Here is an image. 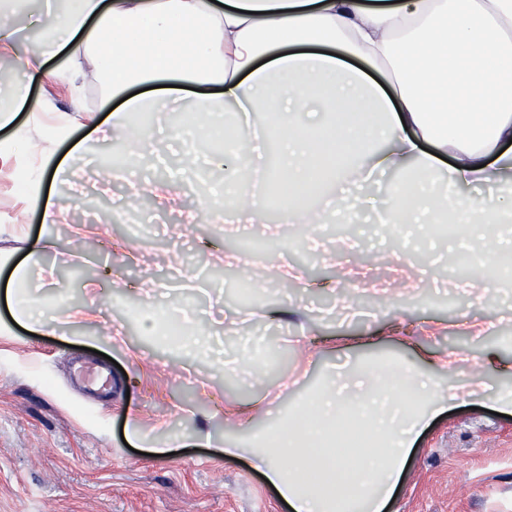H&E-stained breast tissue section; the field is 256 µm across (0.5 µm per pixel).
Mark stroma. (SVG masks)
Wrapping results in <instances>:
<instances>
[{
  "label": "stroma",
  "instance_id": "1",
  "mask_svg": "<svg viewBox=\"0 0 512 512\" xmlns=\"http://www.w3.org/2000/svg\"><path fill=\"white\" fill-rule=\"evenodd\" d=\"M42 8L29 0L16 15L19 52L0 57V88L23 53L48 47ZM81 62L75 91L65 55L50 60V78L31 87L16 119L41 136L50 167L68 169L41 188L64 202L58 223L43 225L22 192L31 155L12 130H0V249L44 233L55 243L42 258L52 284L34 278L25 289L46 329L21 328L0 303V512H290L252 461L253 437L360 359L425 370L437 357L452 361L443 388L468 384L474 394L423 426L386 512H512V411L498 404L512 393V288L462 287L490 268L449 262L477 241L435 240L419 225L378 227L396 172L366 190L350 251L331 230L334 216L315 246L293 231L228 224L207 211L182 228L177 211L150 197L143 209L156 221L141 223L122 206L134 187L175 178L192 207L201 195L223 196L224 171L212 152L153 126L152 152L127 180L105 182L106 144L91 158L79 147L109 126L106 85L92 56ZM57 113L77 121L53 132ZM246 236L274 240L276 259L299 268L300 280L269 289L253 279L254 259L214 261L238 253ZM158 281L165 291L155 290ZM239 282L252 284L259 307L236 301ZM286 307L298 316L283 315ZM155 315L176 318L203 344L188 352L177 335H150ZM235 429L243 451L224 455ZM158 442L172 455H150Z\"/></svg>",
  "mask_w": 512,
  "mask_h": 512
}]
</instances>
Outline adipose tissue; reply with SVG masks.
I'll list each match as a JSON object with an SVG mask.
<instances>
[{
	"label": "adipose tissue",
	"mask_w": 512,
	"mask_h": 512,
	"mask_svg": "<svg viewBox=\"0 0 512 512\" xmlns=\"http://www.w3.org/2000/svg\"><path fill=\"white\" fill-rule=\"evenodd\" d=\"M41 24L71 59L70 82L90 53L112 98L111 136L131 156L148 151L139 114L190 101L197 137L216 139L229 173L208 210L228 224L260 221L266 194L240 171L260 153L249 119L278 133V183L288 189L279 221L305 227L320 219L312 186L336 191V214L354 212L358 187L375 173L400 171L389 221L459 225L512 218V0H61ZM358 66H350L348 58ZM44 53L26 55L0 105V129L14 127ZM385 72L372 80L367 67ZM155 85L149 96L129 88ZM498 186L492 198L427 197L440 177ZM53 246L28 240L25 263L10 273L5 298L15 321L41 325L20 288ZM438 380L405 362L365 363L350 388L327 383L262 439L253 457L291 512H384L416 430L439 414ZM358 423L372 449L348 459L334 434Z\"/></svg>",
	"instance_id": "1"
}]
</instances>
